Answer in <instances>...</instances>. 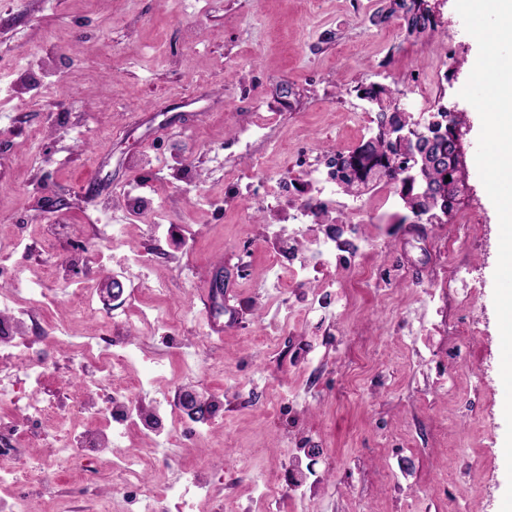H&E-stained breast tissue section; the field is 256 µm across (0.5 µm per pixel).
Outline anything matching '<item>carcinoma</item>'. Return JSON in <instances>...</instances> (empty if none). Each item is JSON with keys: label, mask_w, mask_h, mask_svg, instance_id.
I'll return each mask as SVG.
<instances>
[{"label": "carcinoma", "mask_w": 512, "mask_h": 512, "mask_svg": "<svg viewBox=\"0 0 512 512\" xmlns=\"http://www.w3.org/2000/svg\"><path fill=\"white\" fill-rule=\"evenodd\" d=\"M393 17L404 21L408 36L420 37L435 32L436 20L430 0H389L377 14V22ZM358 96L376 109L377 126L370 137L353 150L330 160L336 166L339 190L353 194L388 178L400 185L399 199L412 216L424 224H446L457 211L464 189L458 187V156L454 154V127L462 120L440 112V120L431 124L429 136L419 140L412 150L431 157V164L418 168L412 179L404 177L410 165V151L390 136L393 126L410 127L413 117L400 110L390 87L371 84L357 88Z\"/></svg>", "instance_id": "obj_1"}]
</instances>
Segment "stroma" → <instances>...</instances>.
Returning <instances> with one entry per match:
<instances>
[{
	"label": "stroma",
	"mask_w": 512,
	"mask_h": 512,
	"mask_svg": "<svg viewBox=\"0 0 512 512\" xmlns=\"http://www.w3.org/2000/svg\"><path fill=\"white\" fill-rule=\"evenodd\" d=\"M382 0H0V257L21 281L45 288L38 309L18 299L20 333L46 360L33 384L26 365L0 356V417L30 398L68 411L81 383L67 339L102 332L156 358L135 364L143 405H172L181 391L212 412L206 435L177 444L130 432L126 452L148 470L164 512H500L507 487L505 392L495 312L499 221L475 162L481 121L460 98L478 55L455 0H434L433 37L407 36ZM396 92L400 109L437 94L462 114L465 224L401 223L397 194L364 190L355 248L311 274L320 303L290 296L289 266L269 261L278 219L265 194L224 192L244 160L226 140L260 127L250 150L258 178L304 182L306 154L352 150L375 117L360 84ZM197 190L185 193L182 176ZM144 187L137 218L123 191ZM121 225L113 233V225ZM152 251L144 275L137 259ZM375 269L357 288V265ZM463 271L441 281V268ZM224 273V298L213 278ZM118 279L119 300L94 317L71 311L84 293ZM187 316L162 338L158 312ZM219 317L223 333L212 332ZM469 338H461V327ZM294 402L292 412L279 406ZM208 461L204 493L185 508L168 496L185 471ZM82 475L30 497L96 512L112 495L110 450L82 449ZM305 475L303 495L293 484Z\"/></svg>",
	"instance_id": "stroma-1"
}]
</instances>
